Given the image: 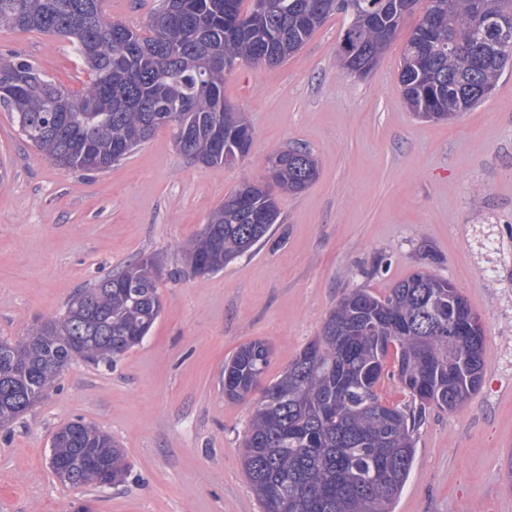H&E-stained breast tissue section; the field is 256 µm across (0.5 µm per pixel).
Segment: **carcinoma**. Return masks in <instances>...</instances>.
Returning a JSON list of instances; mask_svg holds the SVG:
<instances>
[{"label": "carcinoma", "mask_w": 512, "mask_h": 512, "mask_svg": "<svg viewBox=\"0 0 512 512\" xmlns=\"http://www.w3.org/2000/svg\"><path fill=\"white\" fill-rule=\"evenodd\" d=\"M101 0H0V27L74 40L87 80L65 90L28 60L0 52V108L55 166L98 173L112 168L162 127L190 164L236 160L253 144L244 115L224 102V80L241 63L279 65L332 15L343 19L338 50L345 73L382 54L405 19L419 13L406 42L399 83L426 121L469 112L512 65V0H160L146 25L111 20ZM224 128V146L210 139ZM280 170L249 195L236 190L212 213L188 252L193 269L212 271L265 242L280 211L274 189L298 194L319 174L311 152H275ZM156 261L144 256L79 290L60 317L36 321L16 340L0 339V427L38 403L75 360L112 366L143 343L162 312ZM448 280L419 271L379 297L344 295L311 340L257 401L242 464L262 512H391L415 455L426 409L457 410L481 387L483 328ZM453 338H448V327ZM271 350L255 340L224 363V397L243 400L265 374ZM391 370H386V365ZM385 375L411 401L386 405ZM130 473L124 450L83 421L55 433L56 475L92 485L86 449Z\"/></svg>", "instance_id": "1"}]
</instances>
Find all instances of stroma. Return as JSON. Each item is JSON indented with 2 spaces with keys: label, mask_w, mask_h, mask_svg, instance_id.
Listing matches in <instances>:
<instances>
[{
  "label": "stroma",
  "mask_w": 512,
  "mask_h": 512,
  "mask_svg": "<svg viewBox=\"0 0 512 512\" xmlns=\"http://www.w3.org/2000/svg\"><path fill=\"white\" fill-rule=\"evenodd\" d=\"M408 16L365 76L340 72L333 16L287 62L240 65L224 99L254 131L232 165L189 164L157 130L101 173L66 172L0 110V337L61 316L78 289L153 256L163 310L114 366L72 363L31 411L0 428V512H261L241 464L255 402L224 396V361L260 339L276 379L355 288L385 295L418 271L448 279L483 318L484 380L458 411L427 410L393 512H512V67L489 98L447 121L417 119L398 80ZM68 90L84 79L70 39L0 29ZM292 145L319 177L278 195L275 240L195 274L192 242L269 153ZM80 419L125 448L117 486H65L54 432Z\"/></svg>",
  "instance_id": "35a3bbf8"
}]
</instances>
